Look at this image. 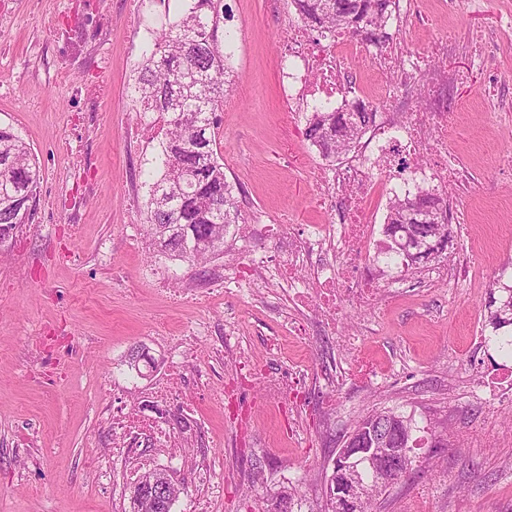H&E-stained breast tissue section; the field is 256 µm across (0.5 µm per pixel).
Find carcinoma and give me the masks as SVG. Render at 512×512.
<instances>
[{
    "label": "carcinoma",
    "mask_w": 512,
    "mask_h": 512,
    "mask_svg": "<svg viewBox=\"0 0 512 512\" xmlns=\"http://www.w3.org/2000/svg\"><path fill=\"white\" fill-rule=\"evenodd\" d=\"M297 18L320 33L344 32L364 42L382 45L389 36L381 20L393 0H289ZM224 0H184L183 7L155 31L142 54L131 101L134 112L168 116L167 129L148 161L146 235L168 260L179 261L197 274L224 254L227 238L238 235L243 216L236 184L227 180L224 157L217 151L218 113L232 91L227 61L237 31L224 27ZM373 118L368 106L311 114L305 138L326 160L354 147ZM42 170L29 144L11 126L0 125V245L19 224L35 220ZM445 213V201L421 191L396 199L384 225L388 243L379 251L386 266L409 269L391 230L406 223L410 210ZM490 298L487 318L493 331L512 326V286ZM379 419L404 426L414 448L412 418L394 410L379 411Z\"/></svg>",
    "instance_id": "carcinoma-1"
}]
</instances>
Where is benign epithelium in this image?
<instances>
[{"instance_id": "7a95c632", "label": "benign epithelium", "mask_w": 512, "mask_h": 512, "mask_svg": "<svg viewBox=\"0 0 512 512\" xmlns=\"http://www.w3.org/2000/svg\"><path fill=\"white\" fill-rule=\"evenodd\" d=\"M448 244V240L436 236L431 243L424 245L408 229L401 241L406 259L413 265L429 261L436 252L446 250ZM365 430L367 436L347 438L336 451V471L329 476L327 487L338 508L345 503L358 506L370 494L378 495L396 483L405 473L406 449L397 447L402 435L401 427L373 420ZM137 491L161 509L169 505V497L162 486L141 483Z\"/></svg>"}]
</instances>
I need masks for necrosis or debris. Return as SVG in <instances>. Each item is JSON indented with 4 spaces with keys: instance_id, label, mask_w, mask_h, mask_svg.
I'll return each instance as SVG.
<instances>
[{
    "instance_id": "obj_1",
    "label": "necrosis or debris",
    "mask_w": 512,
    "mask_h": 512,
    "mask_svg": "<svg viewBox=\"0 0 512 512\" xmlns=\"http://www.w3.org/2000/svg\"><path fill=\"white\" fill-rule=\"evenodd\" d=\"M362 65L393 76L374 87L379 118L363 150L342 166L324 164L315 187L330 209L328 219L289 234L280 270L290 285V300L303 312L289 322L303 341L314 335L317 317L335 325L343 303L377 307L391 298L389 290L354 270L373 231L367 213L374 197L397 186L408 194L428 191L445 197L463 184L462 173L448 163V141L456 129L448 91L459 77L432 68L419 53L397 46L385 49L337 33L321 42L297 30L289 34L281 54V89L296 105L326 109L346 91L343 70ZM412 86L423 107L394 111ZM182 394V387L165 386L153 391L147 402L135 398L113 406L112 442L105 458L124 462L131 477H141L152 464L150 449L175 445L177 435L167 415L180 406Z\"/></svg>"
}]
</instances>
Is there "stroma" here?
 <instances>
[{
	"label": "stroma",
	"mask_w": 512,
	"mask_h": 512,
	"mask_svg": "<svg viewBox=\"0 0 512 512\" xmlns=\"http://www.w3.org/2000/svg\"><path fill=\"white\" fill-rule=\"evenodd\" d=\"M224 4L243 30L230 60L236 88L220 114L224 171L252 216L270 217L282 232L324 223L314 190L321 160L305 138L304 113L280 91L294 10L289 0ZM509 12L512 0H419L397 40L424 52L446 38L439 66L464 70L469 33L490 35L488 68L506 96ZM142 20L158 27L167 14L155 0L140 14L134 0H0V123L20 133L43 169L34 223L0 248V512H128V481L108 484L95 471L111 436L112 393L130 381L152 391L191 332L210 383L187 386L183 417L207 433L212 464L224 474L212 512H268L294 486L301 512H322L336 447L357 420L383 409L413 417L419 432L411 471L378 512H512V393H474L504 362L481 340L488 293L512 285V245L497 243L512 228V175L499 170L512 149V112H494L483 73L452 92L460 120L448 150L468 186L447 250L408 273L384 268L373 256L384 245L387 210L375 202L367 267L398 294L381 311L344 308L336 331L305 344L288 330L295 311L276 270L246 303L206 293L179 301L155 288L157 264L175 288L205 291L211 280L157 262L145 235L142 145L150 135L130 105ZM465 255L476 276L453 289L427 281ZM228 323L251 355L243 386L232 361L213 354ZM271 338L280 343L273 359ZM135 347L154 368H130ZM295 368L310 375L300 403L266 400L265 383Z\"/></svg>",
	"instance_id": "stroma-1"
}]
</instances>
